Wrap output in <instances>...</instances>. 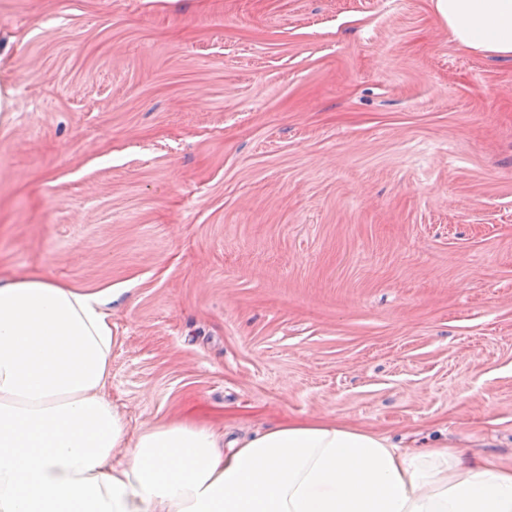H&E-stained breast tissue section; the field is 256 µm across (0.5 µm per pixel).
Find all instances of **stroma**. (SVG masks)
I'll return each mask as SVG.
<instances>
[{"label":"stroma","instance_id":"obj_1","mask_svg":"<svg viewBox=\"0 0 512 512\" xmlns=\"http://www.w3.org/2000/svg\"><path fill=\"white\" fill-rule=\"evenodd\" d=\"M0 84V277L113 295L131 431L512 466V62L435 0H0Z\"/></svg>","mask_w":512,"mask_h":512}]
</instances>
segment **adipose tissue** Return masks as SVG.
<instances>
[{
    "mask_svg": "<svg viewBox=\"0 0 512 512\" xmlns=\"http://www.w3.org/2000/svg\"><path fill=\"white\" fill-rule=\"evenodd\" d=\"M454 41L512 61V0H436ZM109 298L0 278V512H512V467L412 451L330 417L241 439L190 420L130 434L106 398Z\"/></svg>",
    "mask_w": 512,
    "mask_h": 512,
    "instance_id": "adipose-tissue-1",
    "label": "adipose tissue"
}]
</instances>
